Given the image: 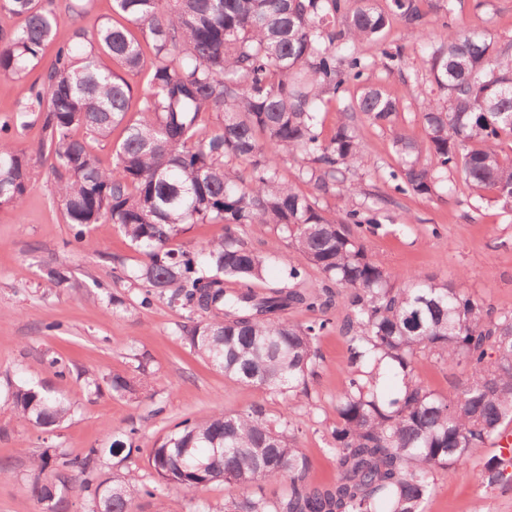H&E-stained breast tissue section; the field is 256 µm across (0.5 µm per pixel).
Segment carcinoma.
<instances>
[{
  "label": "carcinoma",
  "instance_id": "obj_1",
  "mask_svg": "<svg viewBox=\"0 0 512 512\" xmlns=\"http://www.w3.org/2000/svg\"><path fill=\"white\" fill-rule=\"evenodd\" d=\"M112 0L115 20L92 37L76 28L29 88L14 128L41 122L40 151L51 157L54 194L74 240L95 224H115L146 256L135 277L192 319L190 347L224 377L279 394L306 387L328 318L291 325L292 307L324 311L330 284L350 290L345 322V385L336 395V421L325 438L338 476L311 487L307 458L297 446L292 411L271 420L260 407L183 420L152 449L148 465L166 484L193 496L224 480L240 486L288 478V492L272 500L254 491L224 504V512H424L436 481L512 425V311H498L461 288L431 277L400 287L368 254L350 225H377L371 206L324 215L319 200L282 180L279 161L296 154L311 162L301 176L328 194L354 173L363 145L353 126L360 113L372 124L394 122L399 101L373 81L401 63L400 48L377 58L357 45L381 43L399 20L407 35L425 29L420 0ZM24 18L0 35V73L18 78L54 41L53 3L0 0V14ZM137 27L133 36L128 25ZM423 47L432 91L419 100L427 147L403 133L393 139L400 158L387 174L394 193L431 197L450 170L476 194L492 191L512 204V160L499 146L512 139V53L479 32L447 28ZM144 79L137 88L133 79ZM355 82L360 94L343 107L330 138L321 115ZM205 114L217 129L199 137ZM0 126V207L21 210L29 190L26 151ZM112 167L101 166L88 141L116 129ZM81 129L84 137L73 131ZM248 163L246 173L230 166ZM189 224H222L224 234L192 249L170 243ZM271 224L326 283L300 286L290 268L283 286L258 293L253 283L276 249L244 246L239 230ZM427 352L469 375L446 392L427 390L414 359ZM5 402L23 422L57 426L70 404L52 389L12 385ZM135 430L67 458L46 448L34 462L33 493L42 512H55L51 472L76 494L91 495L93 512H132L142 491L129 473L103 480V454L131 450ZM502 458L488 460L482 481L512 488Z\"/></svg>",
  "mask_w": 512,
  "mask_h": 512
}]
</instances>
